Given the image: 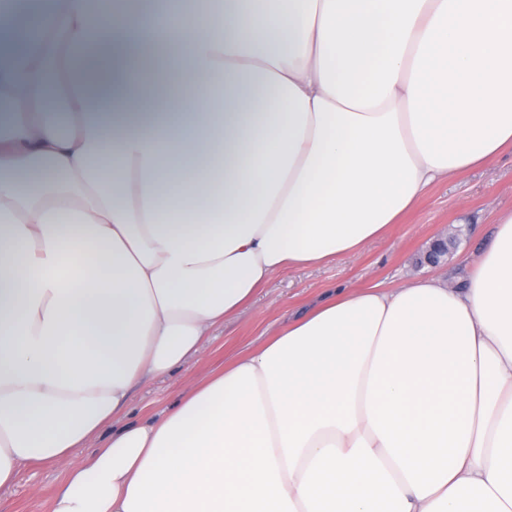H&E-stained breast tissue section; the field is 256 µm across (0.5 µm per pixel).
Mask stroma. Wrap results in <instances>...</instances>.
<instances>
[{"label":"stroma","mask_w":512,"mask_h":512,"mask_svg":"<svg viewBox=\"0 0 512 512\" xmlns=\"http://www.w3.org/2000/svg\"><path fill=\"white\" fill-rule=\"evenodd\" d=\"M512 206V152L490 164L432 185L386 238L367 245L348 261L297 267L274 276L254 299L224 324L212 329L200 356L166 378H144L129 398L126 421L159 417L191 384L222 370L245 349L277 334L302 315L325 288L338 285L391 288L412 276L440 275L465 281L469 268L488 244L497 210ZM447 252L429 262L434 244ZM62 479L59 467L38 462L21 471L13 488L0 493V512H48Z\"/></svg>","instance_id":"35a3bbf8"}]
</instances>
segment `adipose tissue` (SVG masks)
Returning a JSON list of instances; mask_svg holds the SVG:
<instances>
[{
	"label": "adipose tissue",
	"instance_id": "1",
	"mask_svg": "<svg viewBox=\"0 0 512 512\" xmlns=\"http://www.w3.org/2000/svg\"><path fill=\"white\" fill-rule=\"evenodd\" d=\"M275 2L193 9L164 53L149 0L0 19L86 59L0 58V489L48 461L50 512H512V208L463 287L328 289L119 422L274 275L512 151V0Z\"/></svg>",
	"mask_w": 512,
	"mask_h": 512
}]
</instances>
